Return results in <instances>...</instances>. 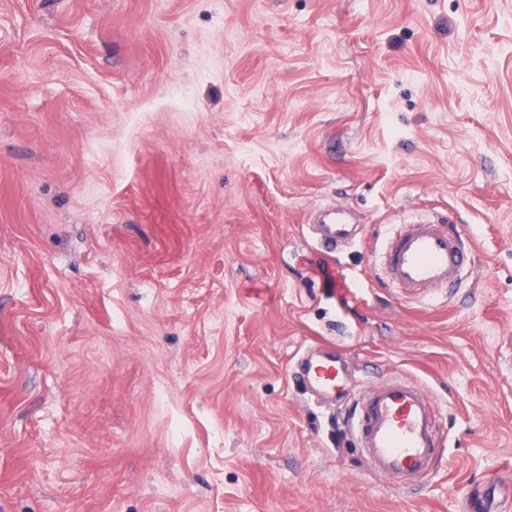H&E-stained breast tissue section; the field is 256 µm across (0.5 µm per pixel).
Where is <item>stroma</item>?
<instances>
[{
	"label": "stroma",
	"mask_w": 512,
	"mask_h": 512,
	"mask_svg": "<svg viewBox=\"0 0 512 512\" xmlns=\"http://www.w3.org/2000/svg\"><path fill=\"white\" fill-rule=\"evenodd\" d=\"M368 237L328 254L325 203ZM454 212L402 297L380 226ZM417 380L395 491L291 365ZM512 496V0H0V512H469ZM391 227L373 264L390 287L423 300L457 285L468 254L453 212Z\"/></svg>",
	"instance_id": "obj_1"
}]
</instances>
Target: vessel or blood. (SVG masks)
Masks as SVG:
<instances>
[{
    "instance_id": "vessel-or-blood-1",
    "label": "vessel or blood",
    "mask_w": 512,
    "mask_h": 512,
    "mask_svg": "<svg viewBox=\"0 0 512 512\" xmlns=\"http://www.w3.org/2000/svg\"><path fill=\"white\" fill-rule=\"evenodd\" d=\"M351 212L323 206L314 213L316 243L336 252L361 238ZM468 262L463 234L454 215L426 217L393 225L374 267L403 296L426 299L457 285ZM301 389L319 406H336V392L347 376L335 353L315 346L304 348L295 361ZM442 411L419 383L393 375L361 387L349 425L372 469L389 479L396 490L408 489L432 464L442 446Z\"/></svg>"
}]
</instances>
